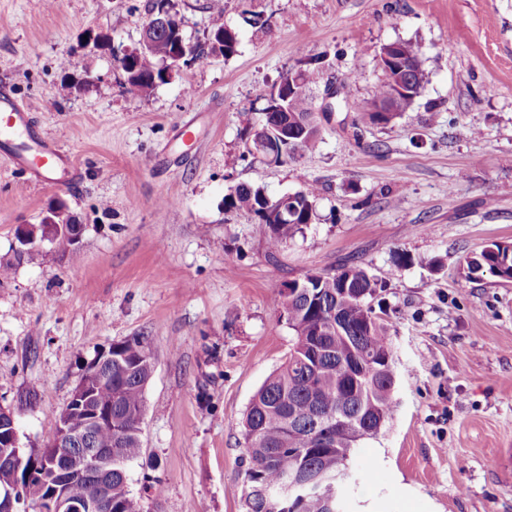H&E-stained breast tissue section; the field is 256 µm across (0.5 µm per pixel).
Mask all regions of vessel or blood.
<instances>
[{"label": "vessel or blood", "instance_id": "obj_1", "mask_svg": "<svg viewBox=\"0 0 512 512\" xmlns=\"http://www.w3.org/2000/svg\"><path fill=\"white\" fill-rule=\"evenodd\" d=\"M16 141L19 161L32 173L58 172L68 177L70 161L54 142L32 131L31 114L9 91H0V140Z\"/></svg>", "mask_w": 512, "mask_h": 512}]
</instances>
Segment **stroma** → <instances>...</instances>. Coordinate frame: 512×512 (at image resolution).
Segmentation results:
<instances>
[{
    "instance_id": "stroma-1",
    "label": "stroma",
    "mask_w": 512,
    "mask_h": 512,
    "mask_svg": "<svg viewBox=\"0 0 512 512\" xmlns=\"http://www.w3.org/2000/svg\"><path fill=\"white\" fill-rule=\"evenodd\" d=\"M148 0H0V84L66 150L72 184L35 177L0 144V405L26 451L53 439L94 356L148 337L142 454L127 490L150 512H246L244 413L284 362L292 331L274 294L358 264L382 282L396 409L348 462L347 512H512V283L465 280L462 261L512 242V0H223L239 33L212 57L130 97L87 31L136 47ZM269 29L246 25L243 10ZM416 45L426 83L410 112L370 124L379 52ZM95 81L61 97V63ZM322 70L337 107L298 162L243 157L241 114L287 73ZM353 85H346L348 74ZM193 122L195 138L176 133ZM238 183L270 194L317 184L316 223L270 251L269 225L224 212ZM62 203L79 244L22 253L18 225ZM34 400H27V393ZM157 469H149V461Z\"/></svg>"
}]
</instances>
